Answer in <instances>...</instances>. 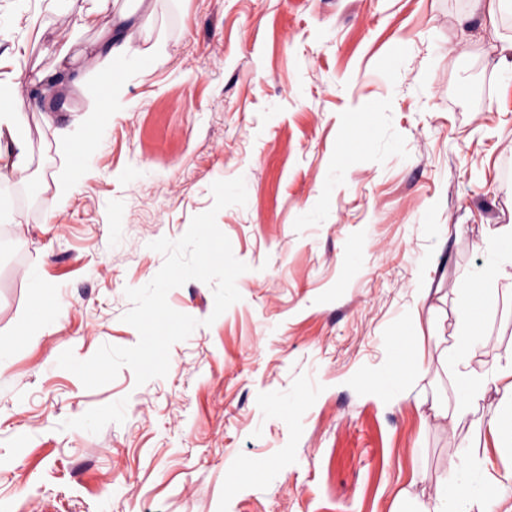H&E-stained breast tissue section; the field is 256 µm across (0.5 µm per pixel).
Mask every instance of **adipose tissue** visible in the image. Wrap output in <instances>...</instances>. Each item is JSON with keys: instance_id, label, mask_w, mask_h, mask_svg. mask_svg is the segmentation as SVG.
<instances>
[{"instance_id": "obj_1", "label": "adipose tissue", "mask_w": 512, "mask_h": 512, "mask_svg": "<svg viewBox=\"0 0 512 512\" xmlns=\"http://www.w3.org/2000/svg\"><path fill=\"white\" fill-rule=\"evenodd\" d=\"M108 0H97L96 7L89 9L82 18L84 27L100 31L97 41L81 44L69 42L63 45L57 60L60 72H39L30 77L27 95H20L12 78L0 79V159L5 160L11 173L25 176L32 162L26 138L28 111L31 107L61 87L62 83L77 87L87 69L99 71L101 78L96 95L89 97L85 108L73 123L59 129L58 138L67 148L84 147L90 132L98 130L103 123L106 107L120 103L123 88L112 83L109 66L113 60H132L139 56V49L132 41L133 27L128 15L110 19L106 16ZM489 299L490 293L483 277L470 278L465 297L458 309L455 342L445 348L444 354L455 365V378L462 393L454 408L435 406V419L455 424L465 413L489 392H496L500 414L487 423L489 432L495 436L512 438V415H505V408H512V347L507 348L497 370L490 374H478L468 368L470 358L482 344L480 328L471 313L473 298Z\"/></svg>"}]
</instances>
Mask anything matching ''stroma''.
Listing matches in <instances>:
<instances>
[{
    "instance_id": "stroma-1",
    "label": "stroma",
    "mask_w": 512,
    "mask_h": 512,
    "mask_svg": "<svg viewBox=\"0 0 512 512\" xmlns=\"http://www.w3.org/2000/svg\"><path fill=\"white\" fill-rule=\"evenodd\" d=\"M148 2L108 12L141 13L135 45L167 54L129 65L81 163L56 130L92 71L50 117L30 111L31 168L0 180L22 216L0 223V512H420L461 480L512 512V450L485 430L495 394L452 430L432 410L458 397L434 341L451 342L467 277L512 224V66L497 63L512 11L493 32L461 28L472 0ZM93 5L0 0V59L27 78L55 67L65 41L96 38ZM355 115L367 135L348 155ZM238 176L247 202L217 225L248 267L240 301L215 319L212 285L169 292L199 325L166 377L139 386L124 367L87 389L58 367L138 342L125 290L162 267L150 242L183 236ZM44 284L59 304L33 336ZM488 286L479 373L512 346V281ZM401 336L414 371L368 391Z\"/></svg>"
}]
</instances>
